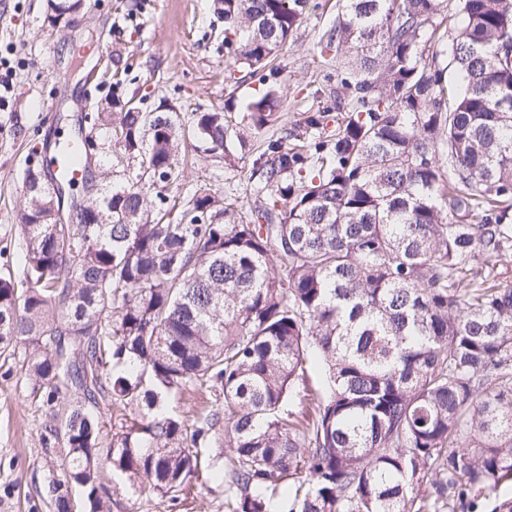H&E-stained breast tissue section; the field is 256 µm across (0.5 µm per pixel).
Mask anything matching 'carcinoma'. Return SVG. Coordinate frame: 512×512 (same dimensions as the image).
<instances>
[{
  "instance_id": "obj_1",
  "label": "carcinoma",
  "mask_w": 512,
  "mask_h": 512,
  "mask_svg": "<svg viewBox=\"0 0 512 512\" xmlns=\"http://www.w3.org/2000/svg\"><path fill=\"white\" fill-rule=\"evenodd\" d=\"M445 2L342 0L320 45L348 59L329 99L351 108L331 134L319 111L304 144L268 140L246 210L205 184L162 191L179 113L122 98L117 71L84 122L139 180L88 178L78 201L29 162L0 354L28 343L55 512L200 478L224 485V512H458L512 482V282L485 273L512 257V0ZM214 7L256 74L316 5ZM280 99L247 101L251 127ZM228 127L195 113L193 147L226 153ZM178 392L215 400L183 416Z\"/></svg>"
}]
</instances>
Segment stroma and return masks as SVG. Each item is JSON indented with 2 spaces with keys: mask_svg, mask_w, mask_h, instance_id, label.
I'll list each match as a JSON object with an SVG mask.
<instances>
[{
  "mask_svg": "<svg viewBox=\"0 0 512 512\" xmlns=\"http://www.w3.org/2000/svg\"><path fill=\"white\" fill-rule=\"evenodd\" d=\"M69 28H50L46 0H0V59L13 71V92L0 111V251L18 254L14 214L24 198V171L33 149L69 120L72 96L89 88L86 111L111 99L106 85L86 86L90 72L130 66L124 95L148 108L167 104L191 126L195 113L220 111L230 121V156L192 153L180 162L183 185L207 184L227 197L252 192V163L269 137L302 126L323 110L326 88L346 66L322 52L319 39L331 27L338 0H318L288 45L262 75L248 74L224 48V23L212 0H92ZM283 91L276 125L237 135L247 124L245 102L267 85ZM26 349L0 354V512H54L48 485L59 470L46 458V417L31 404L19 362ZM111 512H224V489L195 485L187 497L120 496Z\"/></svg>",
  "mask_w": 512,
  "mask_h": 512,
  "instance_id": "obj_1",
  "label": "stroma"
}]
</instances>
